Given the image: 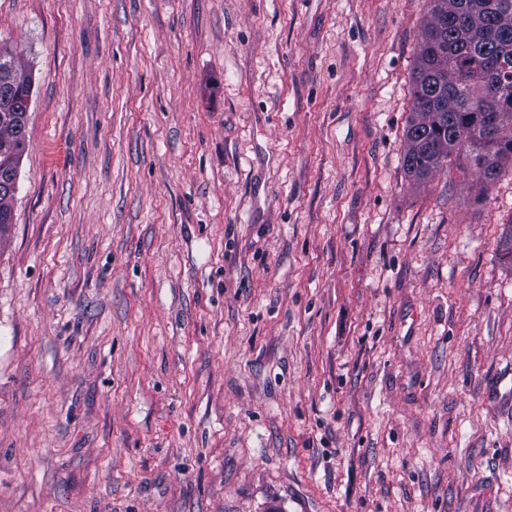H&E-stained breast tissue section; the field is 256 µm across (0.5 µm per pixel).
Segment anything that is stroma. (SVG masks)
I'll return each mask as SVG.
<instances>
[{"label": "stroma", "instance_id": "35a3bbf8", "mask_svg": "<svg viewBox=\"0 0 512 512\" xmlns=\"http://www.w3.org/2000/svg\"><path fill=\"white\" fill-rule=\"evenodd\" d=\"M429 16L0 0V512H512V173H406ZM20 53L17 45L14 46L2 40L0 41V60L2 57L5 58L11 66L13 79L12 107L18 111L25 112L26 105L32 99L33 81L30 74L21 72L18 67V56ZM27 142L26 128L22 132L17 126L0 121V156L7 151L13 153L16 184L19 166L28 148Z\"/></svg>", "mask_w": 512, "mask_h": 512}]
</instances>
